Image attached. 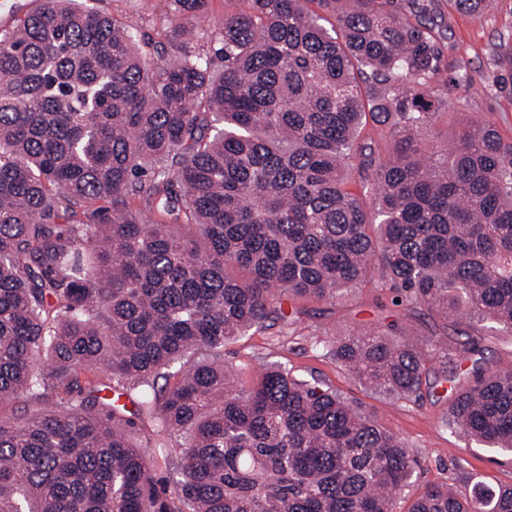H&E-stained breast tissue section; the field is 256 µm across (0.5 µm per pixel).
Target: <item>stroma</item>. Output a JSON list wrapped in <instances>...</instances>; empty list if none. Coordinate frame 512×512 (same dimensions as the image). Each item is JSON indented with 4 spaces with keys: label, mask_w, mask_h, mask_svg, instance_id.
<instances>
[{
    "label": "stroma",
    "mask_w": 512,
    "mask_h": 512,
    "mask_svg": "<svg viewBox=\"0 0 512 512\" xmlns=\"http://www.w3.org/2000/svg\"><path fill=\"white\" fill-rule=\"evenodd\" d=\"M436 11L450 18L444 41L448 68L437 88L454 100L459 113L440 115L434 136L441 142L452 138L459 117L464 116L492 124L504 139L512 140V92L493 86L495 54L503 41L512 39V0H496L494 8L479 19L449 13L448 0H438ZM459 69L467 73L468 88L449 83L453 71ZM283 309L299 310L297 324L287 326L279 321L255 328L225 346V362L241 369L243 381H250L269 362L318 376L408 443L418 460L420 484L452 483L461 493L478 480L512 486L511 461L442 425L449 406L448 393H436L432 382L427 381L419 395L405 399L385 395L360 383L320 346L321 339L339 333L392 324L400 340L416 348L442 346L452 350L461 340L453 326L426 310L393 306L390 293L382 290L375 278L336 302L287 300ZM467 331L477 345V368H512V338L494 335L483 323L468 326Z\"/></svg>",
    "instance_id": "35a3bbf8"
}]
</instances>
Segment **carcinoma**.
Returning <instances> with one entry per match:
<instances>
[{
	"mask_svg": "<svg viewBox=\"0 0 512 512\" xmlns=\"http://www.w3.org/2000/svg\"><path fill=\"white\" fill-rule=\"evenodd\" d=\"M243 2L211 26L207 0L140 25L39 0L0 34V403L29 404L0 422V512H512L483 480L407 495L417 459L375 416L285 365L243 387L224 363L292 324L284 298L334 302L376 267L397 306L512 336V141L467 121L426 147L455 108L433 92V0ZM495 66L511 91V43ZM393 335L322 348L395 397L434 370L442 424L512 460V370Z\"/></svg>",
	"mask_w": 512,
	"mask_h": 512,
	"instance_id": "1",
	"label": "carcinoma"
}]
</instances>
